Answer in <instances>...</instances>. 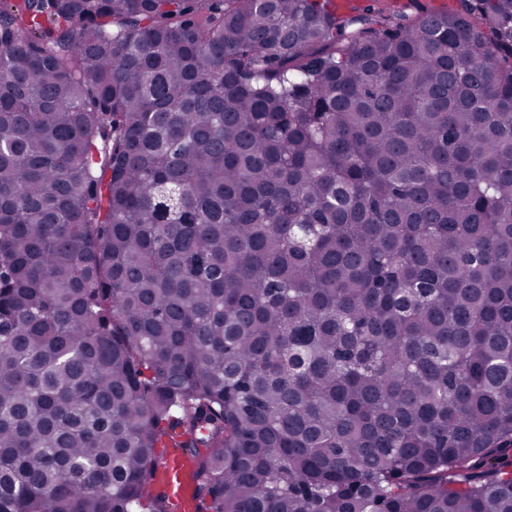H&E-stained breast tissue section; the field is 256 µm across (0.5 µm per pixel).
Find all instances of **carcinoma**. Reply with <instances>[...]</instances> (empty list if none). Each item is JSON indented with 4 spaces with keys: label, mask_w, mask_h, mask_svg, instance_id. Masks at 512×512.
Wrapping results in <instances>:
<instances>
[{
    "label": "carcinoma",
    "mask_w": 512,
    "mask_h": 512,
    "mask_svg": "<svg viewBox=\"0 0 512 512\" xmlns=\"http://www.w3.org/2000/svg\"><path fill=\"white\" fill-rule=\"evenodd\" d=\"M0 0V512H512V0ZM176 468L166 467L159 469L155 477L151 480L150 485L154 489H160L173 497H181L186 493V489L179 483L175 476Z\"/></svg>",
    "instance_id": "obj_1"
}]
</instances>
